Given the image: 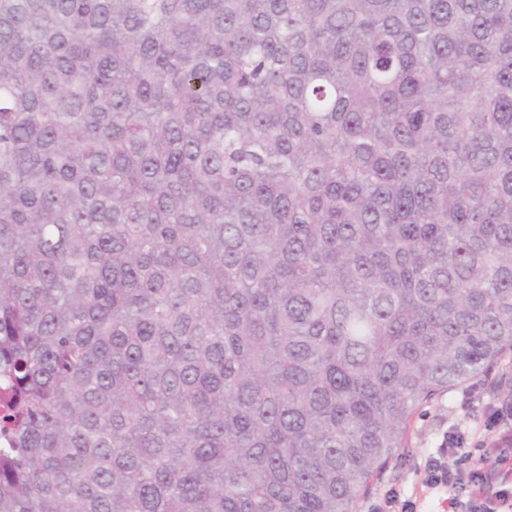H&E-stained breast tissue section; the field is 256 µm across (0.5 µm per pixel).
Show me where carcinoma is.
<instances>
[{
	"instance_id": "1",
	"label": "carcinoma",
	"mask_w": 512,
	"mask_h": 512,
	"mask_svg": "<svg viewBox=\"0 0 512 512\" xmlns=\"http://www.w3.org/2000/svg\"><path fill=\"white\" fill-rule=\"evenodd\" d=\"M512 352V0H0V512H354Z\"/></svg>"
}]
</instances>
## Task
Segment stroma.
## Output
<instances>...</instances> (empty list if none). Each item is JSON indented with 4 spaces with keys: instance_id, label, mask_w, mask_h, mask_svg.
Returning <instances> with one entry per match:
<instances>
[{
    "instance_id": "35a3bbf8",
    "label": "stroma",
    "mask_w": 512,
    "mask_h": 512,
    "mask_svg": "<svg viewBox=\"0 0 512 512\" xmlns=\"http://www.w3.org/2000/svg\"><path fill=\"white\" fill-rule=\"evenodd\" d=\"M508 435H512V417L502 413L489 382L443 395L415 415L406 448L382 470L355 510L368 512L371 504L387 501L393 512H399L404 502L411 501L417 512H457L446 488L425 484L428 458L444 448L453 463L475 450L488 466Z\"/></svg>"
}]
</instances>
